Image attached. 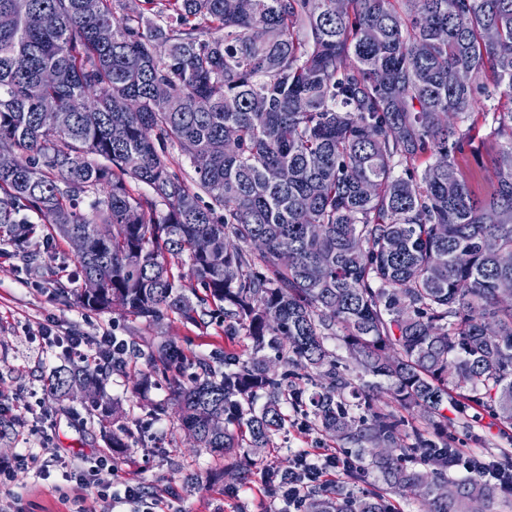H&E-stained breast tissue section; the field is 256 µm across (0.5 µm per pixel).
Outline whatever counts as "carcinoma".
I'll list each match as a JSON object with an SVG mask.
<instances>
[{"label":"carcinoma","instance_id":"obj_1","mask_svg":"<svg viewBox=\"0 0 512 512\" xmlns=\"http://www.w3.org/2000/svg\"><path fill=\"white\" fill-rule=\"evenodd\" d=\"M0 15L13 16L0 27V241L31 261L38 231L85 237L79 285L56 283L84 308L115 299L146 322L172 311L197 324L212 305L228 330H246L248 359L199 358L189 385L176 384L197 447L260 451L286 402L308 404L357 464L312 491L307 512H390L387 495L410 485L422 512H470L475 500L493 512L512 456L496 479L451 478L445 408L512 425V304L497 296L512 284L498 260L512 253V168L501 166L512 108L493 113L496 184L483 196L458 170L451 119L474 104L460 72L490 73L512 101V0H346L341 12L336 0H140L131 11L122 0H0ZM48 71L61 80L44 83ZM171 147L208 158L196 189ZM167 253L186 257L188 274L174 276ZM331 336L426 428L361 394ZM138 357L163 373L186 360L133 341L112 368ZM74 382L96 390L106 422L104 378L62 368L49 388L61 399ZM347 393L365 416L350 414ZM207 411L224 431H210ZM379 441L392 449L371 457L384 487L356 495L348 485Z\"/></svg>","mask_w":512,"mask_h":512}]
</instances>
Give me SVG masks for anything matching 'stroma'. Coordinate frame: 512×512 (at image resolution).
<instances>
[{
    "label": "stroma",
    "mask_w": 512,
    "mask_h": 512,
    "mask_svg": "<svg viewBox=\"0 0 512 512\" xmlns=\"http://www.w3.org/2000/svg\"><path fill=\"white\" fill-rule=\"evenodd\" d=\"M475 84V106L459 123L465 139L456 164L472 188L485 194L492 189L491 174L481 154L494 143L492 115L506 111L512 102L492 90L490 75L480 76ZM30 250L39 256L32 264L14 255L10 245H0V404L18 410L27 403L34 406L20 433L10 415H0V458L30 449L42 466L19 472L0 488V512H77L85 504L97 512H144L158 497L165 512H283L282 492L268 487L267 472L282 470L285 459L305 449L345 448V441L326 437L314 425L306 431L286 427L258 456L245 448L224 457L194 447L175 413L159 420L153 416L154 404H173L174 383L160 377L141 388L139 380L147 371L142 364L107 371L105 395L119 400L123 409L108 428L92 416L89 398L56 400L48 376L80 361L39 338L37 327L47 320L55 321L60 331L75 329L91 338L108 333L144 347L175 345L190 357L219 358L229 350L244 359L251 342L241 329L226 335L219 314L193 324L168 313L148 323L118 307L100 312L64 303L55 294L52 273L62 268L75 274L74 252L65 241L49 245L40 237L33 239ZM447 415L450 447L469 448L490 460L501 449L512 448V427L492 415L476 411L467 423L455 408H448ZM116 435L126 443L119 453L111 445ZM102 457L111 459V468H97ZM76 468L97 472L94 485L81 493L69 478ZM129 479L141 485V500L111 503V495L123 493Z\"/></svg>",
    "instance_id": "1"
}]
</instances>
